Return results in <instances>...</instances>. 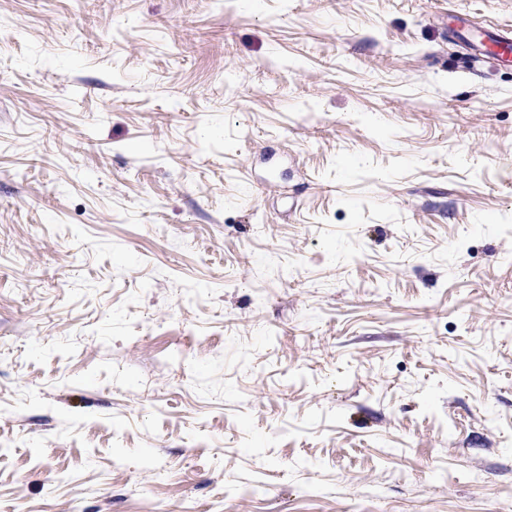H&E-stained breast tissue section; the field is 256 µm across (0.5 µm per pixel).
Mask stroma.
Listing matches in <instances>:
<instances>
[{"label":"stroma","instance_id":"35a3bbf8","mask_svg":"<svg viewBox=\"0 0 512 512\" xmlns=\"http://www.w3.org/2000/svg\"><path fill=\"white\" fill-rule=\"evenodd\" d=\"M512 0H0V512H512ZM481 49L475 58L491 59L499 64L512 63V35H504L490 30H480Z\"/></svg>","mask_w":512,"mask_h":512}]
</instances>
